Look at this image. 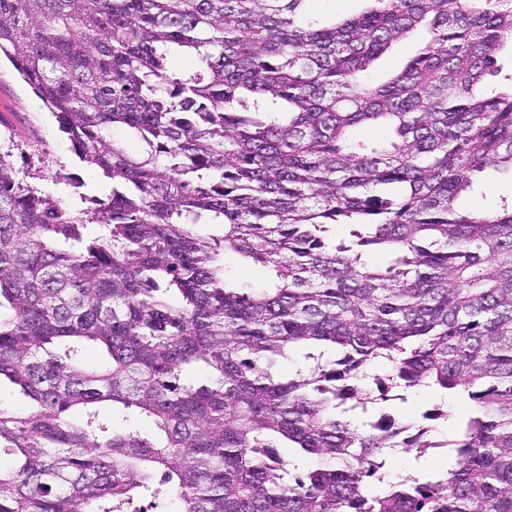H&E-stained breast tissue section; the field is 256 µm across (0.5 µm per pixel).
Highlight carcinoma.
<instances>
[{
	"label": "carcinoma",
	"mask_w": 512,
	"mask_h": 512,
	"mask_svg": "<svg viewBox=\"0 0 512 512\" xmlns=\"http://www.w3.org/2000/svg\"><path fill=\"white\" fill-rule=\"evenodd\" d=\"M306 2L0 0V54L112 181L64 207L0 151V385L27 401L0 406V512H141L157 471L173 512H512V203L455 205L512 172V87L482 88L512 0H369L332 25ZM419 28L400 73L362 79ZM362 124L392 137L369 145ZM228 253L269 283L230 285ZM374 363L387 392L475 406L448 468L378 493L388 449L436 442L369 415ZM102 403L154 435L100 422Z\"/></svg>",
	"instance_id": "obj_1"
}]
</instances>
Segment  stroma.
Instances as JSON below:
<instances>
[{"instance_id":"1","label":"stroma","mask_w":512,"mask_h":512,"mask_svg":"<svg viewBox=\"0 0 512 512\" xmlns=\"http://www.w3.org/2000/svg\"><path fill=\"white\" fill-rule=\"evenodd\" d=\"M12 132L14 164L21 177L38 183L41 190L66 206H80L81 195L104 196V181L97 168L81 161L71 150L66 134L58 129L54 118L42 102L18 78L8 61L0 62V126ZM65 167L68 177L55 179L58 167ZM512 195V175L489 170L483 173L480 186L465 196L461 205L467 209L490 210L501 198ZM472 409L469 401L435 387L404 390L402 398L391 397L374 407L376 414L395 419H421L424 413L440 412L441 417L427 422L428 437L437 441V449L421 459L396 450L386 456L387 481L395 482L407 474L446 465L447 449L441 441L451 439L456 423Z\"/></svg>"}]
</instances>
